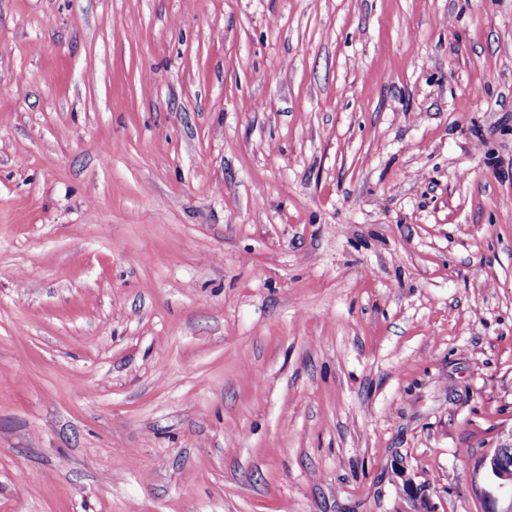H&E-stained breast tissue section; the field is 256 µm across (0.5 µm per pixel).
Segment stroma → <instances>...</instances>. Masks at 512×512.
Returning a JSON list of instances; mask_svg holds the SVG:
<instances>
[{"instance_id":"obj_1","label":"stroma","mask_w":512,"mask_h":512,"mask_svg":"<svg viewBox=\"0 0 512 512\" xmlns=\"http://www.w3.org/2000/svg\"><path fill=\"white\" fill-rule=\"evenodd\" d=\"M512 435V0H0V512H483Z\"/></svg>"}]
</instances>
